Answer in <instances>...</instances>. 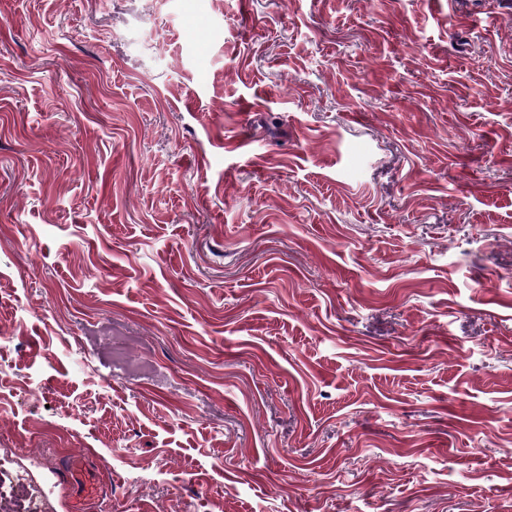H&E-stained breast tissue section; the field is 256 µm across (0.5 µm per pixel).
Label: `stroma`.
<instances>
[{"instance_id":"stroma-1","label":"stroma","mask_w":512,"mask_h":512,"mask_svg":"<svg viewBox=\"0 0 512 512\" xmlns=\"http://www.w3.org/2000/svg\"><path fill=\"white\" fill-rule=\"evenodd\" d=\"M71 462L512 512V0H0V472Z\"/></svg>"}]
</instances>
